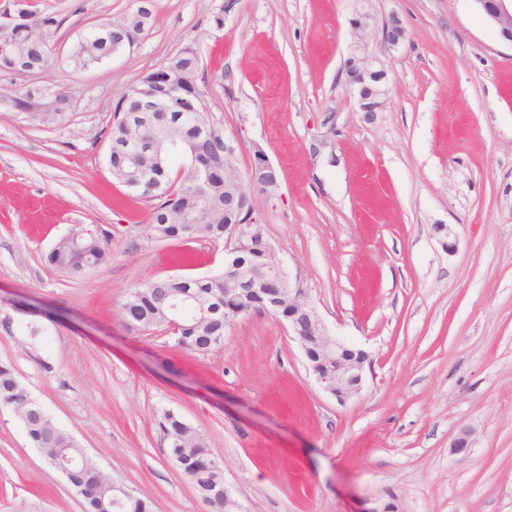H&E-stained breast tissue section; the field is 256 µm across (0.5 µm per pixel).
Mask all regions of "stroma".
I'll return each mask as SVG.
<instances>
[{
	"instance_id": "35a3bbf8",
	"label": "stroma",
	"mask_w": 512,
	"mask_h": 512,
	"mask_svg": "<svg viewBox=\"0 0 512 512\" xmlns=\"http://www.w3.org/2000/svg\"><path fill=\"white\" fill-rule=\"evenodd\" d=\"M62 17L60 56L138 0H32ZM365 7L397 20V46L370 33L389 75L383 111L359 112L337 82ZM153 0L150 28L102 65L44 78L0 69V90H62V119L0 112V363L116 483L154 512H210L168 458L159 421L204 436L242 512H512V47L472 0ZM200 54L207 106L243 150L285 178L254 197L291 288L372 372L338 401L316 382L286 322L241 316L216 352L126 327L120 304L160 276H206L224 244L152 238L148 203L125 199L105 165L122 92L185 47ZM108 234L112 259L72 277L46 253ZM43 353L30 359L26 307ZM468 436L464 452L454 443ZM0 512H84L22 423L0 408ZM25 348L32 358L33 362L42 370L45 374H52L55 371V367L49 358L44 357L41 354V348L43 343L42 329L38 325H26L23 329Z\"/></svg>"
}]
</instances>
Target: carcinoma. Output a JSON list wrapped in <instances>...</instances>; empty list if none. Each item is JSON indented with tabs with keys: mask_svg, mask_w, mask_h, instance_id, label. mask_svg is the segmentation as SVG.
I'll list each match as a JSON object with an SVG mask.
<instances>
[{
	"mask_svg": "<svg viewBox=\"0 0 512 512\" xmlns=\"http://www.w3.org/2000/svg\"><path fill=\"white\" fill-rule=\"evenodd\" d=\"M152 13L136 10L128 16L129 34L136 39L150 22ZM36 23L38 35L51 39L63 20L41 15L30 9L27 0H19L12 28L0 29V68L20 72L33 64L52 73L61 63L75 70H86L100 64L108 45L99 40L91 28L81 34L63 58L44 55L31 31ZM199 58L198 51L187 46L170 57L164 67L173 77ZM33 94L26 90L0 93V110L28 111ZM138 98L123 94L114 109L110 132L111 150L106 154L107 167L121 185L129 182L137 168L149 170L147 180L132 195L150 203L147 229L156 239H179L192 242L201 238H224V128L203 132L193 125L189 112H151L148 122L141 121ZM175 121L182 123L181 134L189 145L187 153L156 152L133 157L124 150L131 137L149 138L165 130ZM112 259L111 242L105 236L87 232L61 241L47 254L48 264L56 270L80 275L106 265ZM190 298L184 311L177 346L198 355H208L224 343V315L235 317L239 305L224 310V274L211 276H162L134 288L122 303L125 322L132 328L165 325L168 308L176 297ZM25 348L33 362L46 374L55 371L49 358L41 354L42 329L38 325L24 327ZM0 407L27 409L24 428L33 447L40 450L50 465L64 459L81 458L82 448L76 440L59 428L29 393L25 383L10 366L0 364ZM160 426L169 443V457L195 488L211 512H225L224 471L213 465L203 435L176 414H163ZM73 482L84 490L87 512H153V502L132 495L111 505L112 483H98L95 475L77 465Z\"/></svg>",
	"mask_w": 512,
	"mask_h": 512,
	"instance_id": "obj_1",
	"label": "carcinoma"
}]
</instances>
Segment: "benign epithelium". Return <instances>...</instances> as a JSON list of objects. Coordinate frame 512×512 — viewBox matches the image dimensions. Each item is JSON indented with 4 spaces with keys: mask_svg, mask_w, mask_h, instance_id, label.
Returning <instances> with one entry per match:
<instances>
[{
    "mask_svg": "<svg viewBox=\"0 0 512 512\" xmlns=\"http://www.w3.org/2000/svg\"><path fill=\"white\" fill-rule=\"evenodd\" d=\"M476 10L495 28L499 39L512 46V0H473ZM351 27L357 39H363L365 33L376 28L374 18L366 12H356L351 19ZM403 30L393 20L381 27V41L389 46L400 42ZM164 68L156 69L158 77L151 86L133 87V93L139 98L140 112H177L188 98H198L201 89L194 78H184L180 84L170 86L163 78ZM341 84L346 93L357 99L359 111L367 114L383 110L387 96V72L384 68L368 61L361 47L355 46L351 56L344 62L341 70ZM242 150L240 140L224 137V168L231 173L228 178L231 187L242 186L245 195L240 197L235 215H240L253 204L254 193L269 198L277 195L282 176L270 164L262 150H255V161L246 173L239 168V154ZM255 220L248 224L233 222L224 226V265L235 272L234 287L224 289L228 296L244 299L263 288L271 292L269 305H259L243 310L248 313L254 309L269 313L279 312L288 324V333L296 338L308 366L323 389L345 401L361 392L371 371V361L366 352L352 358L347 354L348 347L341 339L330 335L324 326L316 307L308 297L296 289L285 292L275 275L284 273L274 250L265 239L258 245L265 262L258 264L245 258V250L240 244L254 237Z\"/></svg>",
    "mask_w": 512,
    "mask_h": 512,
    "instance_id": "benign-epithelium-1",
    "label": "benign epithelium"
}]
</instances>
